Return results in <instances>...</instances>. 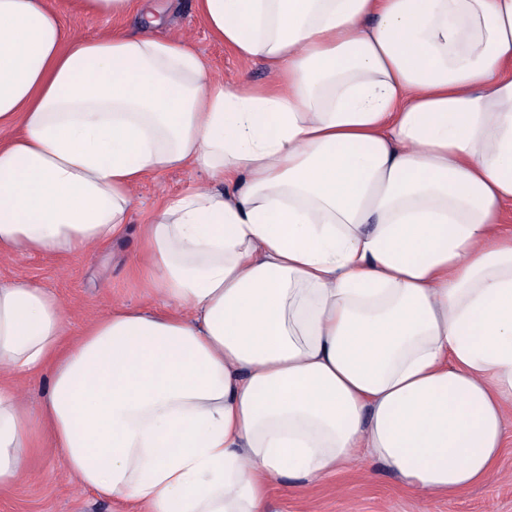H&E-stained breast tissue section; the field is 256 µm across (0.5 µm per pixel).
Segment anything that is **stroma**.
<instances>
[{"instance_id": "1", "label": "stroma", "mask_w": 512, "mask_h": 512, "mask_svg": "<svg viewBox=\"0 0 512 512\" xmlns=\"http://www.w3.org/2000/svg\"><path fill=\"white\" fill-rule=\"evenodd\" d=\"M151 3L149 19L93 20L68 8L64 0H50L71 35L90 37L142 26L157 37L187 40L212 76L224 83L270 80L262 63L238 57L210 35L195 0ZM201 179V173L189 169H170L147 178L134 190L124 238L94 254L60 260L40 255L0 256V284L26 280L53 291L67 308L66 327L72 334L112 306L144 304L146 297L130 273L140 248V226L162 200L180 195ZM505 435L506 446L495 474L482 485L452 496H419L381 462L364 460L306 487L290 486L284 479L276 482L271 490L272 512H512V410L506 415ZM0 512H143V507L122 496L106 498L80 489L61 458L39 448L32 457L30 476L0 491Z\"/></svg>"}]
</instances>
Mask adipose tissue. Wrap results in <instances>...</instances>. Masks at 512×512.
Instances as JSON below:
<instances>
[{"label": "adipose tissue", "instance_id": "ef3b65f1", "mask_svg": "<svg viewBox=\"0 0 512 512\" xmlns=\"http://www.w3.org/2000/svg\"><path fill=\"white\" fill-rule=\"evenodd\" d=\"M198 10L271 81L0 0V255L96 251L148 176H207L140 230L164 309L69 337L57 296L0 285V490L44 433L145 512H270L274 480L362 456L420 495L487 481L512 409V0ZM43 371L33 408L13 379Z\"/></svg>", "mask_w": 512, "mask_h": 512}]
</instances>
